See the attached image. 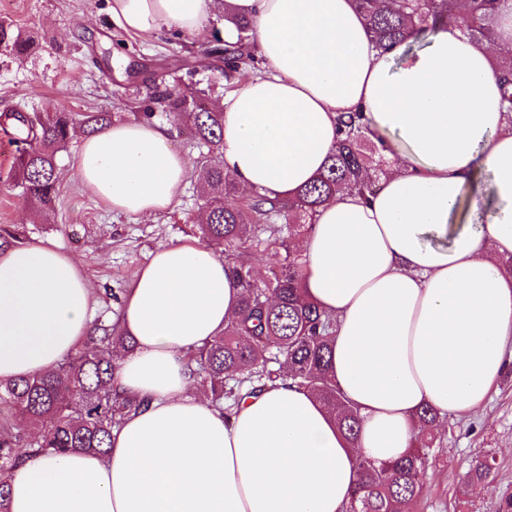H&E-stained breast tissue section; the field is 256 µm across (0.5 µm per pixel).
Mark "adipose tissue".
Returning a JSON list of instances; mask_svg holds the SVG:
<instances>
[{
	"label": "adipose tissue",
	"instance_id": "obj_1",
	"mask_svg": "<svg viewBox=\"0 0 512 512\" xmlns=\"http://www.w3.org/2000/svg\"><path fill=\"white\" fill-rule=\"evenodd\" d=\"M230 4L253 25L260 68L223 101L225 173L285 198L333 152L342 112L364 113L392 162L378 194L320 206L301 238L306 297L336 320L329 373L359 419L356 441L293 380L231 414L194 394L189 352L240 304L206 244L171 243L140 267L120 316L134 348L113 378L143 407L108 455L43 456L9 480L7 512H344L359 458L408 452L417 410L477 413L512 362V112L490 47L461 31L382 55L353 0H112L144 39L199 35ZM490 175L473 194L478 169ZM71 169L113 211L168 210L187 181L165 126L115 123L83 136ZM470 196L478 223L459 221ZM92 286L50 242L0 251V380L46 372L91 328Z\"/></svg>",
	"mask_w": 512,
	"mask_h": 512
}]
</instances>
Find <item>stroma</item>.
<instances>
[{"mask_svg": "<svg viewBox=\"0 0 512 512\" xmlns=\"http://www.w3.org/2000/svg\"><path fill=\"white\" fill-rule=\"evenodd\" d=\"M109 6V0H0V20L34 42L21 57L0 53V113L105 110L127 122L129 99L146 92L150 81L183 68L187 74L177 87L187 91L196 79L213 75L218 60L211 53V34L223 30V15L209 17L208 38L173 30L145 41L115 24ZM170 138L190 172L188 184L172 210L143 219L96 201L70 169L78 148L74 142L60 158L55 209L37 211L7 176L15 148L0 134V228L24 244L53 241L81 264L94 286V323L118 318V297L158 248L196 240L194 226L201 214L193 173L197 150L186 136L174 132ZM434 448L420 476L415 512H497L501 498L512 494V363L483 413L449 418ZM484 457L492 460L490 477L480 485L467 483V473Z\"/></svg>", "mask_w": 512, "mask_h": 512, "instance_id": "1", "label": "stroma"}]
</instances>
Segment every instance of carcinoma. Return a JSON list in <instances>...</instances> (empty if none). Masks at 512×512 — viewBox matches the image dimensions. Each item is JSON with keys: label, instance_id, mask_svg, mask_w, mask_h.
Instances as JSON below:
<instances>
[{"label": "carcinoma", "instance_id": "obj_1", "mask_svg": "<svg viewBox=\"0 0 512 512\" xmlns=\"http://www.w3.org/2000/svg\"><path fill=\"white\" fill-rule=\"evenodd\" d=\"M367 18L376 47L383 53L403 45L420 47L425 36L444 26L458 28L475 42H493L504 11L512 0H393L383 9L378 0H356ZM237 37L223 44L224 78L255 63L252 27L245 17L225 14ZM31 49L29 38L0 21V51L22 56ZM502 87L503 106L512 110V46L501 49L494 62ZM162 107L172 123L189 132L199 148L196 160L206 222L197 225L201 239L221 249L230 276L240 288L241 303L224 332L190 356L193 373L210 392L216 407L230 412L242 391L254 394L280 378L316 393L336 415L350 440L358 434V418L329 375L336 321L306 299L303 293L305 260L289 249V241L310 231L317 208L344 186L362 195L382 189L385 174L379 148L367 135L361 112L342 113L340 138L328 165L309 185L288 199H272L259 192L239 195L235 181L220 164L224 112L212 84L190 95L155 84L145 99L130 110L151 120ZM80 124L94 134L112 124L110 112H3L0 130L16 145L9 176L34 207L50 208L56 199L58 159L67 151L71 130ZM269 242L285 251L283 263L267 275L254 270L250 252ZM130 348L118 325H96L88 340L64 363L46 373L0 382V404H8L22 419L38 427V437L22 445L6 434L0 439V512L6 510L7 482L15 467L42 455L75 453L104 455L111 432L139 402L120 394L112 384L115 352ZM433 440L419 436L407 454L377 465L358 462V481L346 512H413L419 498V474L432 458Z\"/></svg>", "mask_w": 512, "mask_h": 512}]
</instances>
